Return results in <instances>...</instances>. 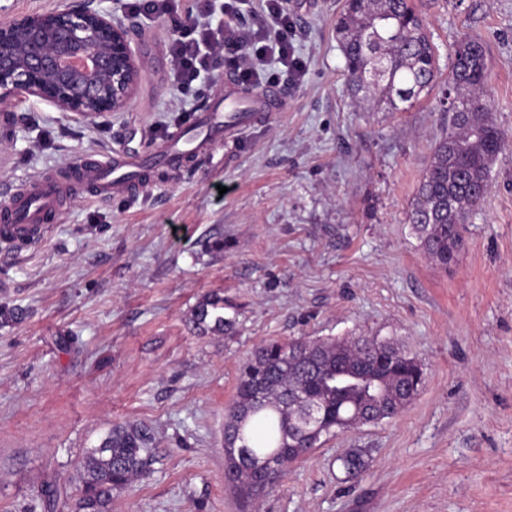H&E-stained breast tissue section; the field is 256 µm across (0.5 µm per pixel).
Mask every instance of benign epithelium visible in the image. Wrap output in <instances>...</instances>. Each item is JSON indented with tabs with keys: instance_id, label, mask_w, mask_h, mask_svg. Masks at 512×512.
Here are the masks:
<instances>
[{
	"instance_id": "obj_1",
	"label": "benign epithelium",
	"mask_w": 512,
	"mask_h": 512,
	"mask_svg": "<svg viewBox=\"0 0 512 512\" xmlns=\"http://www.w3.org/2000/svg\"><path fill=\"white\" fill-rule=\"evenodd\" d=\"M141 72L127 28L91 0L0 24V104L33 96L82 118L121 112Z\"/></svg>"
}]
</instances>
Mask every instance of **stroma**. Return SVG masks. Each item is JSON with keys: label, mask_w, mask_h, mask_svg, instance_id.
Returning a JSON list of instances; mask_svg holds the SVG:
<instances>
[{"label": "stroma", "mask_w": 512, "mask_h": 512, "mask_svg": "<svg viewBox=\"0 0 512 512\" xmlns=\"http://www.w3.org/2000/svg\"><path fill=\"white\" fill-rule=\"evenodd\" d=\"M446 83L455 42L485 49L490 117L512 135V0H415ZM121 20L143 63L130 106L82 120L33 97L0 112V189L81 153L147 152L224 96L225 64L171 80L165 20L94 0ZM342 0H288L303 81L285 104L146 194L88 196L44 244H0V512H45L54 479L81 495L80 463L119 424L150 437L149 475L111 512H512V148L448 269L421 252L408 215L448 122L431 90L405 112H365L344 88ZM223 239L224 249L208 244ZM224 299L232 334L191 312ZM376 336L424 365L397 417L331 438L279 486L243 504L224 477V411L260 343ZM362 451L364 473L338 463Z\"/></svg>", "instance_id": "stroma-1"}]
</instances>
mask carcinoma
I'll list each match as a JSON object with an SVG mask.
<instances>
[{
  "mask_svg": "<svg viewBox=\"0 0 512 512\" xmlns=\"http://www.w3.org/2000/svg\"><path fill=\"white\" fill-rule=\"evenodd\" d=\"M336 38L345 58V86L356 105L375 112H405L438 75V59L412 0H344ZM487 65L482 44L460 39L454 49L444 104L448 128L435 143L410 213L411 229L430 262L447 268L466 246L469 215L485 201L491 173L507 137L490 119ZM192 321L202 332L228 333L224 298L197 302ZM349 381L336 388V375ZM417 357L375 336L269 340L240 369L236 397L226 409L225 479L244 503L272 488L280 472L322 440L359 426L392 419L424 384ZM276 455L275 469L251 457ZM155 461L147 433L119 426L85 453L82 496L69 506L67 492L51 480L43 490L46 512H110L112 492L150 471ZM353 477L364 455L340 458Z\"/></svg>",
  "mask_w": 512,
  "mask_h": 512,
  "instance_id": "cac0c4a2",
  "label": "carcinoma"
}]
</instances>
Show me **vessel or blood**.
I'll list each match as a JSON object with an SVG mask.
<instances>
[{"instance_id": "vessel-or-blood-1", "label": "vessel or blood", "mask_w": 512, "mask_h": 512, "mask_svg": "<svg viewBox=\"0 0 512 512\" xmlns=\"http://www.w3.org/2000/svg\"><path fill=\"white\" fill-rule=\"evenodd\" d=\"M224 86L223 105L197 113L193 136L168 133L143 154L122 150L85 153L68 164L63 174L42 173L0 192V241L21 250L39 246L50 237L57 217L86 193L100 199L115 194L134 196L144 190L138 177L145 168L177 169L217 144L225 154H233L243 130L264 122L271 104L280 103L284 93L268 88L247 90L233 75L225 78Z\"/></svg>"}]
</instances>
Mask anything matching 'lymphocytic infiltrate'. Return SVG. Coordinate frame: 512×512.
<instances>
[{
    "label": "lymphocytic infiltrate",
    "instance_id": "lymphocytic-infiltrate-1",
    "mask_svg": "<svg viewBox=\"0 0 512 512\" xmlns=\"http://www.w3.org/2000/svg\"><path fill=\"white\" fill-rule=\"evenodd\" d=\"M215 2L195 0V16L184 22L177 18L175 0H127L134 14L171 19L168 44L171 76L177 87H189L209 73L220 55L228 60L237 78L248 85L264 79L275 82V75L266 72L271 59L277 60L293 80L302 79L305 64L295 54L294 26L284 0H261L260 10L247 28L213 24Z\"/></svg>",
    "mask_w": 512,
    "mask_h": 512
}]
</instances>
